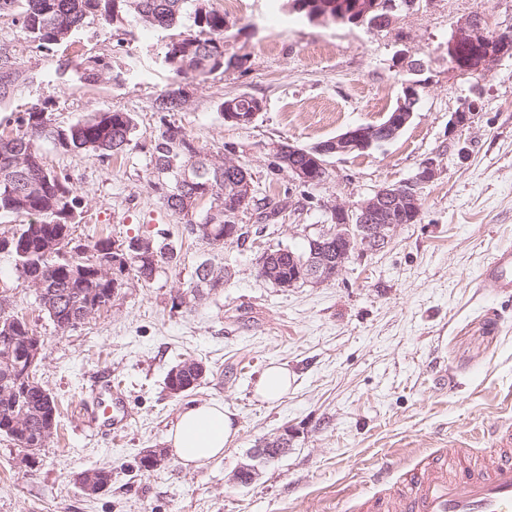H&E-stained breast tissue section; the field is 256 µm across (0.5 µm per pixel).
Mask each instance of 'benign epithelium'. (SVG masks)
I'll return each mask as SVG.
<instances>
[{
    "mask_svg": "<svg viewBox=\"0 0 512 512\" xmlns=\"http://www.w3.org/2000/svg\"><path fill=\"white\" fill-rule=\"evenodd\" d=\"M289 7L307 10L310 20L327 22L351 20L360 26L377 30L389 27L395 18L392 13L374 14L375 6L371 2L361 6V12L353 18L335 16L333 4L327 0H307L300 3L292 0ZM487 28L482 13L475 12L454 25V32L448 41L447 51L451 71L463 76L489 73L505 57H512V32L496 31L488 36H481ZM418 83L407 82L404 86L405 99L400 101L397 111L390 113L380 125H358L350 127L335 137L322 141L309 149H300L292 144L288 151L293 155L314 153L321 157L319 164L326 168L324 157L343 156L353 152H363L377 144L387 143L396 138L410 123L413 112L408 102L416 99ZM477 101L471 100L452 114L448 122L455 131L470 123L474 112L478 111ZM438 175L437 164L427 159L418 167L416 173L408 180L394 185L382 186L368 197L352 206L336 205L331 208L334 223L323 232L307 238L312 245V253L300 273L286 281L277 279V270L263 253L257 262L258 273L265 280H271L280 288H292L300 281L316 284L332 281L356 253L377 251L383 248L402 226L401 215L408 213L419 216L421 211V188L433 181ZM149 254L153 252L152 240L140 238L131 246L118 241L113 250L124 253L127 250ZM27 368H32L42 360L43 342L38 336L22 337ZM288 441L281 437L274 443H265L256 449L255 457L276 459L286 451Z\"/></svg>",
    "mask_w": 512,
    "mask_h": 512,
    "instance_id": "7a95c632",
    "label": "benign epithelium"
}]
</instances>
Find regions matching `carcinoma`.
I'll return each mask as SVG.
<instances>
[{
    "label": "carcinoma",
    "instance_id": "obj_1",
    "mask_svg": "<svg viewBox=\"0 0 512 512\" xmlns=\"http://www.w3.org/2000/svg\"><path fill=\"white\" fill-rule=\"evenodd\" d=\"M9 4V10L0 9V17L8 16L24 35V40L39 51L61 52L57 56L55 74L76 72L85 82H93L96 75L106 74L115 79L125 75L112 73V60L103 55L84 52L68 55L74 35L91 23L104 30H117L121 20L140 23L145 27L171 29L188 15L197 27L195 34L172 40L166 45L162 62L173 73L172 86L158 96L153 108L157 112H173L184 102L178 79L188 73L206 76L224 68V13L213 9L207 0H0ZM34 76L26 70L16 54L0 47V104H5L28 84ZM135 118L121 111L97 112L68 127L51 124L47 106L34 104L15 119V128L0 134V213L25 218L9 239V249L19 278L28 281L37 277L44 283L45 309L54 325L68 322L73 327L83 324L84 303L100 301L108 304L117 295L114 280L95 277L92 266H83L80 245L74 233L80 224L83 197L73 188L70 179L49 169L40 155L38 142L51 139L66 151L93 152L110 158L129 147L135 139ZM152 165V187L163 205L177 216L186 234H193V224H208L209 245L224 247V226L239 223V216L248 211L252 200L242 201L235 193L242 172L224 169V156L212 155L195 144L194 138L181 125L162 121L148 148ZM189 168L191 184L185 191L174 193L175 177L164 172L172 158ZM111 236L91 238L89 246L97 258L118 266V271L134 273L139 281L148 282L155 276L160 264L177 259V254L166 244L154 243L151 256L118 255L113 252ZM307 253L288 256L280 248L272 250V261L282 276L298 273V265ZM85 267V275L74 272ZM231 278L224 266L207 261L195 268L193 279L184 297L192 301L204 293L214 294ZM34 333L24 318L0 311V391L13 385L9 375L17 365H24V353L15 348L7 351L6 339ZM197 369L175 365L166 377V387L173 384L190 386L197 381ZM55 400L43 398L31 389L19 393L11 401L10 409L0 406V434L10 438L21 448L37 447L39 423L57 420ZM24 414L34 418V427L28 434H17L8 429V416Z\"/></svg>",
    "mask_w": 512,
    "mask_h": 512
}]
</instances>
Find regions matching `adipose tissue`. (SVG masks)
<instances>
[{
	"instance_id": "adipose-tissue-1",
	"label": "adipose tissue",
	"mask_w": 512,
	"mask_h": 512,
	"mask_svg": "<svg viewBox=\"0 0 512 512\" xmlns=\"http://www.w3.org/2000/svg\"><path fill=\"white\" fill-rule=\"evenodd\" d=\"M238 430L234 413L223 403L202 401L179 413L166 442L184 467L194 469L222 455Z\"/></svg>"
}]
</instances>
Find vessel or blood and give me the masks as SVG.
<instances>
[{
	"mask_svg": "<svg viewBox=\"0 0 512 512\" xmlns=\"http://www.w3.org/2000/svg\"><path fill=\"white\" fill-rule=\"evenodd\" d=\"M483 275L499 294L512 297V247L498 250ZM88 409L97 432L124 431L131 419L124 390L111 375L96 378ZM495 453L472 462L466 442L441 449L436 460L406 473V491L391 486L393 469L383 466L373 475L376 490L356 496L359 512H512V428L494 438Z\"/></svg>",
	"mask_w": 512,
	"mask_h": 512,
	"instance_id": "b4317fda",
	"label": "vessel or blood"
}]
</instances>
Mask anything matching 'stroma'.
I'll use <instances>...</instances> for the list:
<instances>
[{
  "instance_id": "35a3bbf8",
  "label": "stroma",
  "mask_w": 512,
  "mask_h": 512,
  "mask_svg": "<svg viewBox=\"0 0 512 512\" xmlns=\"http://www.w3.org/2000/svg\"><path fill=\"white\" fill-rule=\"evenodd\" d=\"M211 4L230 23L224 57L232 65L186 78L185 102L163 118L152 104L173 81L161 64L168 31L128 26L107 36L84 27L77 49L132 67L123 82L89 85L47 72L42 53L0 18V46L37 75L0 108V129L44 100L57 126L108 109L136 119L137 146L109 159L40 144L45 164L68 174L84 198L78 239L161 236L179 256L150 282L128 279L110 304L61 333L0 253V309L24 315L41 336L36 378L59 410L56 435L38 450L0 436V512H356L349 490L392 456L400 458L398 483L448 443L488 451L497 421L512 418V299L481 277L492 255L512 246V58L474 77L452 73L447 54L454 24L472 12L494 28L512 26V0H425L380 31L314 23L285 0ZM400 51L423 65L409 125L382 146L327 158L321 184L294 181L276 145L310 147L382 122L410 78ZM244 93L262 100V112L247 126L225 122L221 103ZM470 100L479 104L471 123L449 131L452 114ZM164 119L204 151L232 154L251 173L255 199L279 206L277 220L262 223L248 210V236L221 249L189 239L151 186L147 148ZM430 158L438 175L421 192L419 219L385 248L354 255L323 285L285 289L259 276L264 249L303 251L331 207L405 181ZM205 259L228 265L230 281L183 302ZM187 358L202 361L207 375L171 395L165 378ZM273 363L294 381L286 396L263 402L254 389ZM103 373L125 389L133 414L112 439L88 422L89 384ZM203 400L224 402L240 430L223 457L187 469L165 435L180 411ZM283 434L288 448L279 458L254 459L261 442ZM148 449L167 461L142 472L137 461ZM249 463L256 474L239 483L235 474ZM93 468L112 480L89 497L77 478Z\"/></svg>"
}]
</instances>
